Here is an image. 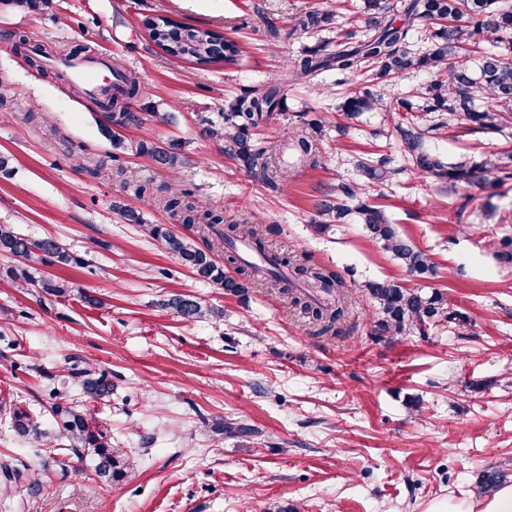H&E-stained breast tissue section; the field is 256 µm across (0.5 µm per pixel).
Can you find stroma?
<instances>
[{"mask_svg":"<svg viewBox=\"0 0 512 512\" xmlns=\"http://www.w3.org/2000/svg\"><path fill=\"white\" fill-rule=\"evenodd\" d=\"M363 0H0V224L32 239L56 238L84 260L47 262L69 280L64 298L18 288L0 255V461L39 472L38 495L15 487L0 512H426L436 500L480 503L474 479L494 468L512 484V263L494 243L512 237V179L467 190L407 169L394 122L384 112L338 115L364 75L326 71L285 85L282 105L253 130L271 165L288 164L287 131L307 127L321 148L317 167L294 166L273 190L225 157L205 135L238 97L273 82L287 61L314 46L293 32L295 15L329 12L353 28ZM167 18L223 33L239 48L234 64L168 55L144 25ZM278 26L270 35L268 25ZM82 44L118 60L141 80L133 111L143 124L110 126L103 108L54 66ZM46 52L39 66L27 58ZM128 148L114 150L113 136ZM174 144L178 173L132 148ZM428 147L445 162H479L512 152V129L441 130ZM385 154L396 173L367 202L400 235L427 251L432 279H416L349 221L314 229L320 200L359 181L353 161ZM122 165L124 178L113 177ZM179 182L225 223L272 225L267 248L306 253L339 270L350 287L348 322L336 336H312L307 318L267 289L243 297L198 280L161 243L143 237L112 208L121 202L148 223L198 244L202 234L126 182ZM387 278L443 294L458 326L379 340L365 280ZM181 294L223 309V320L189 322L164 307ZM97 305H90V298ZM111 373V398L87 399L68 370ZM104 425L132 467L107 484L79 473L76 460L50 459L45 443L18 436L7 406L55 429L54 400ZM248 426L216 433L215 422Z\"/></svg>","mask_w":512,"mask_h":512,"instance_id":"35a3bbf8","label":"stroma"}]
</instances>
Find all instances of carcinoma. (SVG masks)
Here are the masks:
<instances>
[{"mask_svg": "<svg viewBox=\"0 0 512 512\" xmlns=\"http://www.w3.org/2000/svg\"><path fill=\"white\" fill-rule=\"evenodd\" d=\"M401 18L390 14V7L382 0H367L364 6L362 30H351L345 40H321L307 48L287 67V76L293 80L306 78L318 72L336 71L352 75L367 68L372 69V79L352 89L342 105L343 115L355 119L364 112L385 110L403 112L407 117L396 125L404 157L410 168L448 181L451 185L489 186L512 175V155L488 158L479 165L459 162L446 163L429 150L425 139L431 129L420 125L412 101L401 98L387 103L378 90L379 82L410 70H426L437 74L447 73V79L437 78L426 88L428 104L425 110L442 112L446 121L435 126L465 125L470 129L495 132L512 123V57L494 50L481 52L478 71L468 65L470 52L462 45L471 44L479 49L486 43H497L505 34L512 33V0H408L401 5ZM447 19L430 32L431 47L421 54L407 50L410 33L419 26ZM330 15L310 11L300 16L295 28L313 34L328 30ZM165 51L174 57H191L200 63L234 61L238 49L235 42L204 28L173 27L160 34ZM115 83L112 97L104 98L103 106L111 113L108 119L125 128L138 127L143 118L138 112L129 111L131 102L140 91L139 78L118 63L112 65ZM280 87L270 86L265 92H254L235 100L224 112L223 121L207 128L209 138L224 142V155L237 161L253 177L273 187L288 181L290 171L282 168L271 170L264 161L263 150L252 141L251 130L263 118V113L274 111L280 103ZM292 150L304 165L315 167L320 162V148L316 140L302 130L288 134ZM136 152L149 157L156 165L175 173L182 164V155L173 145L166 147L140 141ZM357 167L372 182L387 179L392 171L388 158L367 156L358 160ZM134 195L158 194L163 208L182 218V223L196 225L209 236L205 247H198L176 235L164 224H148L132 210L119 208L124 218L138 225L148 238L160 242L175 254L198 278L216 283L224 292L242 296L251 285L258 283L278 294L288 305L299 310L312 325V335H336L348 315V285L345 278L328 267H311L298 255H276L265 249V224H222L215 211L196 201L193 191L160 185L125 183ZM357 213L363 229L373 242L389 252L407 273L418 278H431L436 265L431 257L402 237L384 209L360 202L354 209L344 199H324L317 205L318 224L314 229L325 231L332 224H344L352 213ZM245 240L256 255L263 259L260 266L242 259L235 244ZM225 253L227 262L237 265L238 276L224 272V265L215 253ZM19 258L6 269V278L19 288H35L50 297H64L72 290V283L52 279L43 274L40 265L52 260L62 265L79 266L80 257L69 253L53 237L31 240L17 233L10 225H0V254ZM363 288L377 311L373 332L376 338L417 333L426 335V328L435 323H451L457 314L448 310L447 299L435 292L431 295L415 288H405L387 280H369ZM165 306L175 310L183 319L192 321L210 316L220 318L223 311L205 307L201 302L183 295H174ZM83 393L91 399L112 395V378L103 371L83 368L71 372ZM54 414L63 431L55 434L41 428L32 416L21 407L10 408L15 433L35 440H52L59 435L66 440L64 446L49 449L50 453L71 454L81 463H90L94 475L107 482H119L128 472L129 463L118 448L112 447L107 432L94 423L83 410L57 404ZM3 488L24 482L31 495L40 492L39 474L25 472L5 461L0 463ZM505 480L497 469H485L477 474L476 487L483 494L493 493Z\"/></svg>", "mask_w": 512, "mask_h": 512, "instance_id": "carcinoma-1", "label": "carcinoma"}]
</instances>
